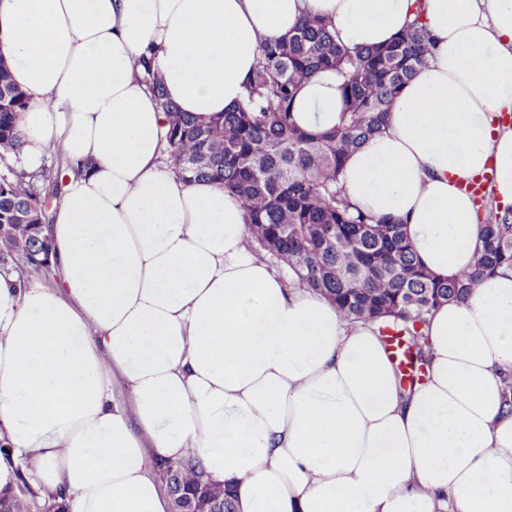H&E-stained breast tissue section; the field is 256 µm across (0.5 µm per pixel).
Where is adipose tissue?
<instances>
[{
  "mask_svg": "<svg viewBox=\"0 0 512 512\" xmlns=\"http://www.w3.org/2000/svg\"><path fill=\"white\" fill-rule=\"evenodd\" d=\"M418 7L429 60L341 180L445 279L481 241L462 183L494 169L512 204V0H0V59L30 99L6 162L83 165L47 229L57 283L0 274V490L28 460L71 512H169L152 471L191 455L238 512H512V269L429 315L427 374L401 391L377 324L288 287L236 195L163 167L169 116L134 74L153 56L168 99L209 119L302 17L381 47ZM343 107L322 71L293 115L317 133Z\"/></svg>",
  "mask_w": 512,
  "mask_h": 512,
  "instance_id": "1",
  "label": "adipose tissue"
}]
</instances>
